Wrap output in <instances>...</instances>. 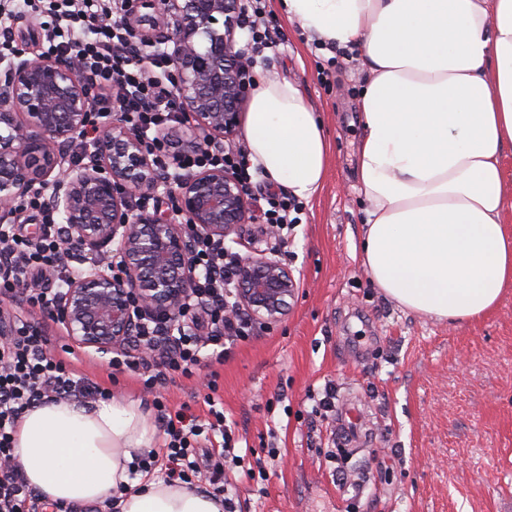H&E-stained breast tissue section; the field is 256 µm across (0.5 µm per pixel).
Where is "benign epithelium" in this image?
I'll list each match as a JSON object with an SVG mask.
<instances>
[{"label":"benign epithelium","instance_id":"7a95c632","mask_svg":"<svg viewBox=\"0 0 512 512\" xmlns=\"http://www.w3.org/2000/svg\"><path fill=\"white\" fill-rule=\"evenodd\" d=\"M244 0H136L124 22L163 32L143 36L152 55L175 65V102L191 128L212 146L238 135L253 84V65L240 45ZM92 97L72 60L28 58L18 52L0 76V223L18 219L16 202L49 191L66 222L68 241L89 256L69 277L50 308L53 321L81 347L121 349L143 316L170 329L182 324L192 294L197 235L224 240L251 222L252 204L227 168H205L176 181L159 177L143 135L117 103L97 138ZM84 141L88 162H69L68 149ZM170 193L175 208L159 217L130 204L134 196ZM236 312L270 325L294 296L292 270L265 250L239 261Z\"/></svg>","mask_w":512,"mask_h":512}]
</instances>
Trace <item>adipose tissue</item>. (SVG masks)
I'll use <instances>...</instances> for the list:
<instances>
[{"instance_id":"adipose-tissue-1","label":"adipose tissue","mask_w":512,"mask_h":512,"mask_svg":"<svg viewBox=\"0 0 512 512\" xmlns=\"http://www.w3.org/2000/svg\"><path fill=\"white\" fill-rule=\"evenodd\" d=\"M288 18L326 45L357 50L356 174L369 204L362 264L389 299L460 324L512 282L502 159L512 150V0H283ZM252 166L300 199L323 186L330 144L293 82L254 92L244 126ZM139 403L48 401L27 412L15 453L28 484L62 507L224 512L179 482L131 479L146 443Z\"/></svg>"}]
</instances>
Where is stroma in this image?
Here are the masks:
<instances>
[{
    "label": "stroma",
    "instance_id": "stroma-1",
    "mask_svg": "<svg viewBox=\"0 0 512 512\" xmlns=\"http://www.w3.org/2000/svg\"><path fill=\"white\" fill-rule=\"evenodd\" d=\"M266 11L282 26L284 49L265 50L256 82L298 84L328 129L325 183L303 201L287 241L260 218L225 245L240 256L275 249L297 291L282 319L238 343L215 368L168 377L155 393L137 374H113L106 353L72 346L79 374L141 403L160 448L155 398L206 415L208 380L227 420L256 451L275 448L265 476L238 483L243 512H512V286L485 315L451 324L403 310L376 288L360 259L368 203L355 176L359 100L367 72L355 52L318 44L287 21L279 0ZM336 385L369 419L367 447L336 435V415L313 414L312 394Z\"/></svg>",
    "mask_w": 512,
    "mask_h": 512
}]
</instances>
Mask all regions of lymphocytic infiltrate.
Segmentation results:
<instances>
[{
  "instance_id": "obj_1",
  "label": "lymphocytic infiltrate",
  "mask_w": 512,
  "mask_h": 512,
  "mask_svg": "<svg viewBox=\"0 0 512 512\" xmlns=\"http://www.w3.org/2000/svg\"><path fill=\"white\" fill-rule=\"evenodd\" d=\"M133 0H48L39 17L43 32L40 54L76 60L94 91L93 110L106 117L118 106L129 124L147 133V148L161 172L182 177L208 166H229L242 186H249L246 147L215 149L207 145L178 156L158 130L182 122L173 92L176 68L167 60H146L135 49V32L123 17ZM40 225V236L29 239L11 224L0 225V512H38L40 496L27 483L16 461L14 435L26 412L50 399L110 398L108 388L78 375L54 352L46 324L22 316L17 308H47L66 283L65 257L72 251L48 197L33 192L19 204ZM194 289L189 331L172 347L162 342L168 326L145 320L135 340L111 360L113 371L139 373L145 388H154L161 374L192 377L204 358L223 363L230 345L254 336L248 316H227L236 288L239 258L223 243L195 241ZM207 419L185 409L170 410L156 401L164 446L137 454V472L162 471L170 481L192 484L200 477L197 461L202 445L221 438L223 455L235 449L234 432L213 397H206Z\"/></svg>"
}]
</instances>
